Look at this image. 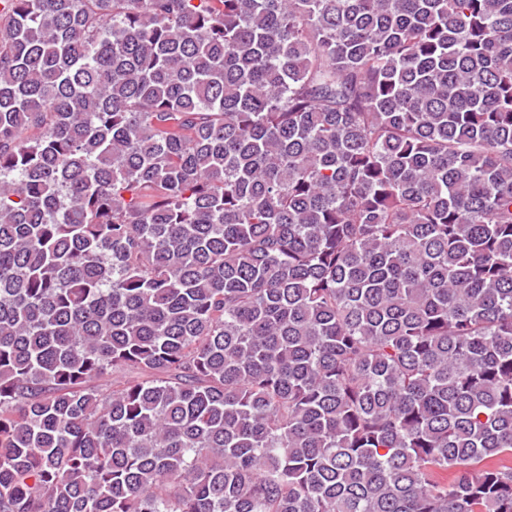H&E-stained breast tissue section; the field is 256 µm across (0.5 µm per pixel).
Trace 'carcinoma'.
<instances>
[{"label":"carcinoma","mask_w":512,"mask_h":512,"mask_svg":"<svg viewBox=\"0 0 512 512\" xmlns=\"http://www.w3.org/2000/svg\"><path fill=\"white\" fill-rule=\"evenodd\" d=\"M0 512H512V0H0Z\"/></svg>","instance_id":"obj_1"}]
</instances>
